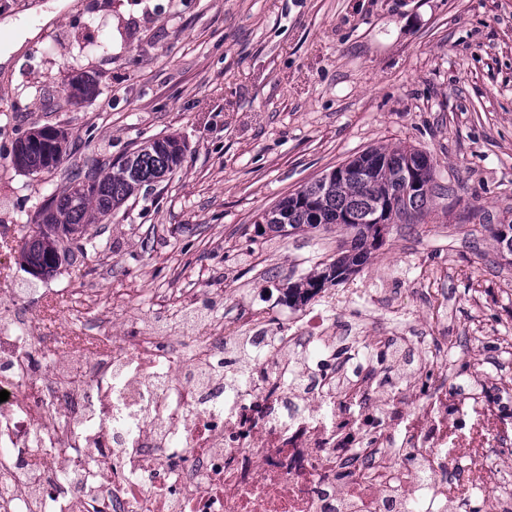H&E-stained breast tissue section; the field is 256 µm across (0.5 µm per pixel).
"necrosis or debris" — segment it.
<instances>
[{"instance_id": "4bbe7bcc", "label": "necrosis or debris", "mask_w": 512, "mask_h": 512, "mask_svg": "<svg viewBox=\"0 0 512 512\" xmlns=\"http://www.w3.org/2000/svg\"><path fill=\"white\" fill-rule=\"evenodd\" d=\"M65 355L23 297L0 309V512H512V378L448 388L446 336L390 363L329 318L183 307L113 336L76 289Z\"/></svg>"}]
</instances>
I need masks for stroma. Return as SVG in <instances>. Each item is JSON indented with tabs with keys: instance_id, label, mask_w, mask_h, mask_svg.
I'll return each instance as SVG.
<instances>
[{
	"instance_id": "stroma-1",
	"label": "stroma",
	"mask_w": 512,
	"mask_h": 512,
	"mask_svg": "<svg viewBox=\"0 0 512 512\" xmlns=\"http://www.w3.org/2000/svg\"><path fill=\"white\" fill-rule=\"evenodd\" d=\"M93 96H70L73 78ZM61 129L56 169H18L15 141ZM176 136L180 164L94 225L93 248L46 280L21 258L41 205L91 169ZM434 158L437 189L419 222L390 225L347 285L386 289L391 307L357 295L346 327L373 319L382 341L422 318L412 295L436 280L447 335L461 337L448 385L493 369L512 336V256L492 230L512 224V0H72L0 66V302L16 289L71 350L64 288L100 303L133 297L126 322L170 302L218 312L281 307L282 290L347 240L331 225L269 232L262 213L374 147ZM480 320L488 340L469 343Z\"/></svg>"
}]
</instances>
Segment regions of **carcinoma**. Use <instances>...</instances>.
Instances as JSON below:
<instances>
[{
	"instance_id": "cac0c4a2",
	"label": "carcinoma",
	"mask_w": 512,
	"mask_h": 512,
	"mask_svg": "<svg viewBox=\"0 0 512 512\" xmlns=\"http://www.w3.org/2000/svg\"><path fill=\"white\" fill-rule=\"evenodd\" d=\"M23 141L24 147L13 150V163L19 168L53 169L66 155L67 138L60 130L39 129L27 133ZM182 155L177 138L155 139L111 163L106 173L68 185L38 212L36 230L23 246L25 263L49 275L56 272L62 258L82 251L87 225L106 220L137 188L161 181ZM410 174L420 186L406 195L397 194ZM433 176L434 164L419 149L372 148L346 163L343 176L334 168L265 212L261 223L275 233L315 229L340 220L352 236L336 259L288 284V302L305 300L327 283L343 281L356 272L371 250L382 244L385 227L374 223L381 206L392 205L397 219L422 213L433 192Z\"/></svg>"
}]
</instances>
